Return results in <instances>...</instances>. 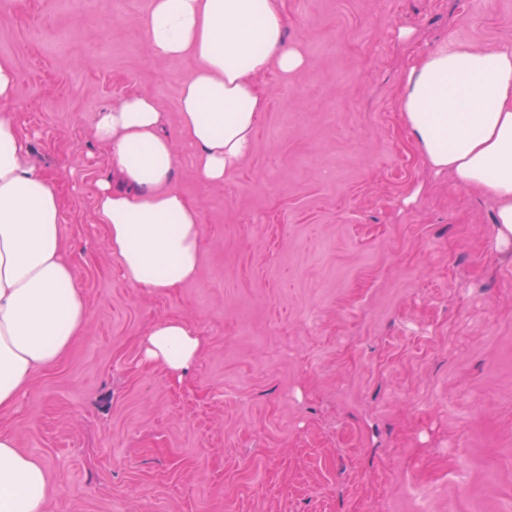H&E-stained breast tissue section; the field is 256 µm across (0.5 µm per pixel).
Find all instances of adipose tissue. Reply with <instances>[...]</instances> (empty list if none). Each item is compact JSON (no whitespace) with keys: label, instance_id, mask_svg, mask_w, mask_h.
Returning a JSON list of instances; mask_svg holds the SVG:
<instances>
[{"label":"adipose tissue","instance_id":"ef3b65f1","mask_svg":"<svg viewBox=\"0 0 512 512\" xmlns=\"http://www.w3.org/2000/svg\"><path fill=\"white\" fill-rule=\"evenodd\" d=\"M287 25L283 0H151L143 26L153 54L195 62L178 114L204 184L223 185L255 150L268 108L260 78L273 71L287 80L303 69ZM18 82L15 66L0 60V412L16 405L35 373L55 364L87 323L64 254L57 182L25 164L29 140L8 114ZM400 109L432 168L495 198L497 244L512 248V46L429 52L406 72ZM161 123L155 98L136 93L98 112L94 125L116 179L96 196L109 247L131 286L155 291L194 281L202 259L200 211L172 184L178 153ZM201 345L178 318L157 321L142 341L145 358L176 375ZM48 491L43 461L0 434V512H43Z\"/></svg>","mask_w":512,"mask_h":512}]
</instances>
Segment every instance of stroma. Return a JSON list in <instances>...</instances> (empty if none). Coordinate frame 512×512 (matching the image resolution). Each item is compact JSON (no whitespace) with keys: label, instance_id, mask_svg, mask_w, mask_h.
I'll return each mask as SVG.
<instances>
[{"label":"stroma","instance_id":"35a3bbf8","mask_svg":"<svg viewBox=\"0 0 512 512\" xmlns=\"http://www.w3.org/2000/svg\"><path fill=\"white\" fill-rule=\"evenodd\" d=\"M305 56L263 79L257 147L223 186L181 157L195 281L133 288L95 195L97 112L145 91L180 140L191 58L154 56L150 0H0L27 165L54 178L88 323L0 432L41 458L46 512H512V254L489 193L435 172L401 116L429 51L512 45V0H284ZM203 339L172 377L155 322Z\"/></svg>","mask_w":512,"mask_h":512}]
</instances>
